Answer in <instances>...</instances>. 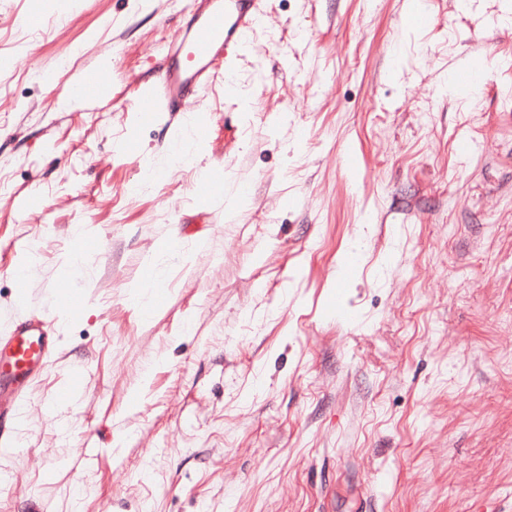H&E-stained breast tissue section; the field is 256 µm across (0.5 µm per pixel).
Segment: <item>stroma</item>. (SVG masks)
<instances>
[{"label": "stroma", "mask_w": 512, "mask_h": 512, "mask_svg": "<svg viewBox=\"0 0 512 512\" xmlns=\"http://www.w3.org/2000/svg\"><path fill=\"white\" fill-rule=\"evenodd\" d=\"M261 2L181 129L185 0H0V314L62 335L6 512H512V0ZM96 84L97 78L91 74L77 75L69 84V86L81 89L82 97L80 103L84 112L95 111Z\"/></svg>", "instance_id": "1"}]
</instances>
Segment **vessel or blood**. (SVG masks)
<instances>
[{
  "instance_id": "1",
  "label": "vessel or blood",
  "mask_w": 512,
  "mask_h": 512,
  "mask_svg": "<svg viewBox=\"0 0 512 512\" xmlns=\"http://www.w3.org/2000/svg\"><path fill=\"white\" fill-rule=\"evenodd\" d=\"M190 18L168 40L156 78L145 88L148 103L159 112L181 111L224 72L232 50L241 47L262 20L261 0H191ZM82 91L83 111L95 109V76L72 81ZM61 333L55 319L15 315L0 334V418L21 419L29 397L27 385L53 363Z\"/></svg>"
}]
</instances>
